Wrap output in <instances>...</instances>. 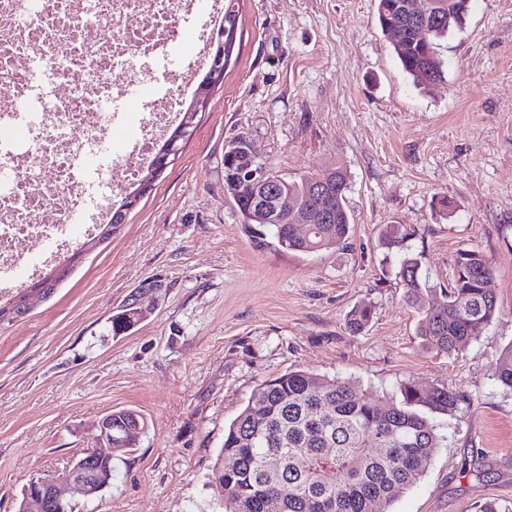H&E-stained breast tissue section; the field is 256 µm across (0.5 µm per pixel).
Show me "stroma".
Returning a JSON list of instances; mask_svg holds the SVG:
<instances>
[{"mask_svg":"<svg viewBox=\"0 0 512 512\" xmlns=\"http://www.w3.org/2000/svg\"><path fill=\"white\" fill-rule=\"evenodd\" d=\"M237 2L239 52L178 157L112 238L0 329V512L122 409L147 426L114 456L111 486L75 512H224V429L291 370L383 399L408 380L470 395L461 419L436 417L447 444L389 512L512 505V390L494 377L512 342V0H471L439 41L444 79L424 89L400 69L377 0ZM241 137L281 175L347 169L346 248L251 242L224 194V152ZM389 224L409 237L387 244ZM470 246L494 265L498 319L462 352L427 351L400 263L420 257L444 285ZM131 302L139 321L113 335ZM360 304L373 320L353 333L346 316Z\"/></svg>","mask_w":512,"mask_h":512,"instance_id":"1","label":"stroma"}]
</instances>
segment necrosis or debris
Here are the masks:
<instances>
[{
	"label": "necrosis or debris",
	"instance_id": "obj_1",
	"mask_svg": "<svg viewBox=\"0 0 512 512\" xmlns=\"http://www.w3.org/2000/svg\"><path fill=\"white\" fill-rule=\"evenodd\" d=\"M221 18L215 0H0V85L11 90L0 99V288L106 221L100 187L112 166L101 152L127 178L140 173ZM189 33L197 51L185 48ZM61 196L68 212L55 206Z\"/></svg>",
	"mask_w": 512,
	"mask_h": 512
}]
</instances>
